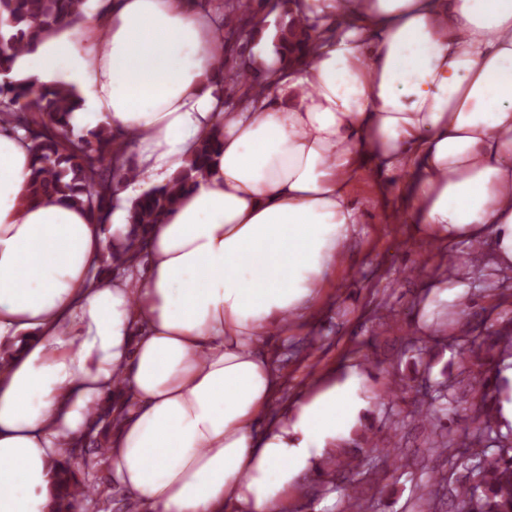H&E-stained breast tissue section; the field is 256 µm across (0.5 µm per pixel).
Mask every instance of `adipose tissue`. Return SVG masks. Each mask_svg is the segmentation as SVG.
I'll return each mask as SVG.
<instances>
[{
	"instance_id": "1",
	"label": "adipose tissue",
	"mask_w": 512,
	"mask_h": 512,
	"mask_svg": "<svg viewBox=\"0 0 512 512\" xmlns=\"http://www.w3.org/2000/svg\"><path fill=\"white\" fill-rule=\"evenodd\" d=\"M299 14L320 20L315 52L297 64L260 43L277 80L233 111L204 87L226 52L198 0H104L15 58L9 79L74 86L71 124L111 126L154 184L214 129L224 147L136 233L124 205L102 224L30 201V143L0 126V512H50L66 449L94 426L138 512H283L366 406L350 366L276 407L266 344L320 305L360 232L364 170L421 238L482 243L512 269V0H302Z\"/></svg>"
}]
</instances>
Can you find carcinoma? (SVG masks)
Segmentation results:
<instances>
[{"mask_svg": "<svg viewBox=\"0 0 512 512\" xmlns=\"http://www.w3.org/2000/svg\"><path fill=\"white\" fill-rule=\"evenodd\" d=\"M89 0H0V73H8L19 51L35 45L65 21L79 26L87 19ZM206 6L224 14L227 27L218 37L240 46L246 56L245 36L255 33L257 12L251 0H205ZM295 0H278L289 21L276 30V48L301 63L315 49L312 34L317 20L293 17ZM79 93L63 85L34 91L22 82L0 84V124L9 123L23 132L35 147L30 197L60 196L109 222L116 193V173L124 169L126 149L117 145L112 129L100 125L81 136L70 123ZM223 132L215 129L197 155L170 182L157 186L131 201L128 222L136 228L161 222L176 205L181 193L204 176L208 161L221 147ZM481 406L473 418L474 439L456 465L460 475L449 489L455 512H512V431L504 433L496 419L499 390L481 384ZM448 393L425 396L420 404L423 422L434 427L448 415ZM441 481L429 477L419 500L426 503L440 492ZM94 489L83 486L76 475L61 469L52 512H83L84 501ZM346 512H373L371 500L353 490L346 494Z\"/></svg>", "mask_w": 512, "mask_h": 512, "instance_id": "carcinoma-1", "label": "carcinoma"}]
</instances>
